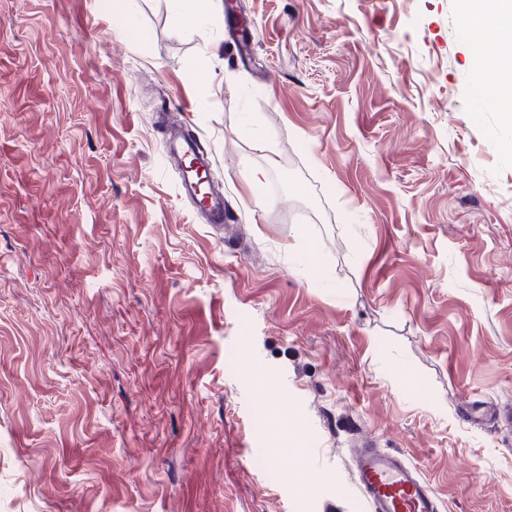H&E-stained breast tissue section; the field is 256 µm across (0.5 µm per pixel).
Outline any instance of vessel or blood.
Segmentation results:
<instances>
[{"label":"vessel or blood","mask_w":512,"mask_h":512,"mask_svg":"<svg viewBox=\"0 0 512 512\" xmlns=\"http://www.w3.org/2000/svg\"><path fill=\"white\" fill-rule=\"evenodd\" d=\"M168 150L181 173L183 194L193 200L208 224L224 222V197L213 191L212 159L187 131L167 137ZM351 468L367 512H442L443 506L421 472L400 453L380 448L372 437L360 438Z\"/></svg>","instance_id":"1"}]
</instances>
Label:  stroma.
<instances>
[{"label": "stroma", "mask_w": 512, "mask_h": 512, "mask_svg": "<svg viewBox=\"0 0 512 512\" xmlns=\"http://www.w3.org/2000/svg\"><path fill=\"white\" fill-rule=\"evenodd\" d=\"M461 5L236 0L244 50L225 0H0V512H366L349 421L512 512L463 417L512 404V124ZM205 0H177L174 20L179 26H194L199 18L200 2ZM168 150L179 167L183 194L193 200L210 226L224 224V196L213 191L210 177L212 159L199 140L185 129L172 135L166 132ZM188 162L190 166L188 167ZM209 178V180H207Z\"/></svg>", "instance_id": "35a3bbf8"}]
</instances>
